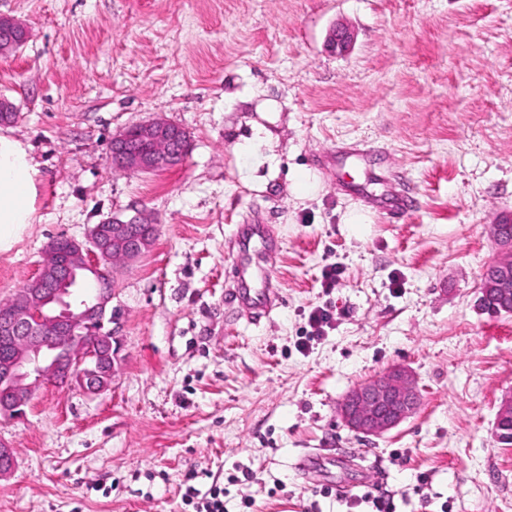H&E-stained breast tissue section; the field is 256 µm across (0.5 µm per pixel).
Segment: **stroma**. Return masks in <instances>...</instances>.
I'll return each mask as SVG.
<instances>
[{
	"label": "stroma",
	"mask_w": 512,
	"mask_h": 512,
	"mask_svg": "<svg viewBox=\"0 0 512 512\" xmlns=\"http://www.w3.org/2000/svg\"><path fill=\"white\" fill-rule=\"evenodd\" d=\"M27 42L0 55V133L36 169L35 221L0 253V303L47 244L133 216L156 224L116 264L120 362L111 388L41 387L0 417L14 470L0 512H347L334 484L386 492L390 512H512V314L478 306L512 215V0H0ZM354 39L330 52L332 27ZM164 117L191 136L178 165L133 174L112 138ZM276 166L242 152L259 128ZM300 169L316 196L289 190ZM414 199L389 214L391 183ZM358 209L370 221L345 223ZM265 224L280 302L253 322L229 303L238 225ZM335 287H323L328 267ZM331 323L312 336L311 311ZM403 366L417 412L379 438L337 409ZM322 452V476L298 472ZM200 491L194 486H188L185 493L187 504H192L195 512H224V487L212 485L200 498ZM198 499V501H194Z\"/></svg>",
	"instance_id": "stroma-1"
}]
</instances>
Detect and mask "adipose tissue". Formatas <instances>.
<instances>
[{
	"label": "adipose tissue",
	"instance_id": "obj_1",
	"mask_svg": "<svg viewBox=\"0 0 512 512\" xmlns=\"http://www.w3.org/2000/svg\"><path fill=\"white\" fill-rule=\"evenodd\" d=\"M35 174L23 144L0 134V252L10 250L34 222Z\"/></svg>",
	"mask_w": 512,
	"mask_h": 512
}]
</instances>
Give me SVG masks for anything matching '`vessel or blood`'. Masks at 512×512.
Masks as SVG:
<instances>
[{"label": "vessel or blood", "instance_id": "1", "mask_svg": "<svg viewBox=\"0 0 512 512\" xmlns=\"http://www.w3.org/2000/svg\"><path fill=\"white\" fill-rule=\"evenodd\" d=\"M279 250L275 237L256 224L240 225L231 254L234 292L250 310L253 320L268 316L276 306L278 290L267 260Z\"/></svg>", "mask_w": 512, "mask_h": 512}]
</instances>
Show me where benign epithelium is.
Wrapping results in <instances>:
<instances>
[{"label": "benign epithelium", "mask_w": 512, "mask_h": 512, "mask_svg": "<svg viewBox=\"0 0 512 512\" xmlns=\"http://www.w3.org/2000/svg\"><path fill=\"white\" fill-rule=\"evenodd\" d=\"M28 39L22 22L0 15V55L16 51ZM353 35L345 26L328 39L333 51L345 52ZM191 148L190 134L158 117L120 132L112 139V162L130 173H154L175 166ZM111 232L90 235L80 242L62 238L45 250L33 287L9 308L0 311V416L20 418L31 406L35 392L48 382L65 384L88 395H99L112 385L119 362V337L105 328L112 289L102 285L78 301L71 287L99 268L109 254L129 262L144 255L156 225L139 216L110 219ZM506 216L491 225L500 249L492 263L498 278L491 288L512 298V237L504 235ZM421 394L414 375L393 367L354 387L341 401L338 416L349 430L380 437L416 413Z\"/></svg>", "instance_id": "1"}]
</instances>
